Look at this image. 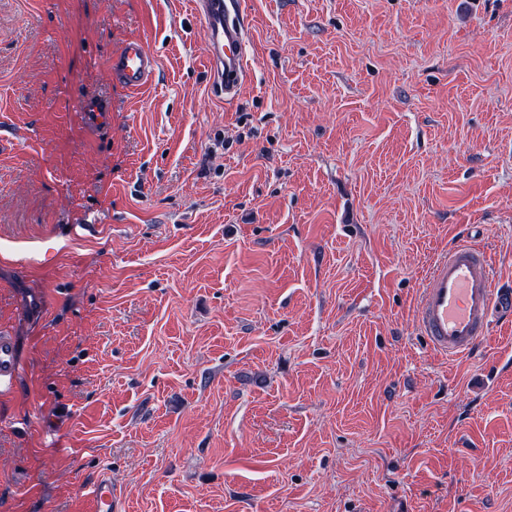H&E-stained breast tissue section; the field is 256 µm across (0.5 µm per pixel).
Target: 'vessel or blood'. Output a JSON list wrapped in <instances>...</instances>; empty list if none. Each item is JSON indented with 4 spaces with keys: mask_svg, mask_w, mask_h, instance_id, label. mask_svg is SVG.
<instances>
[{
    "mask_svg": "<svg viewBox=\"0 0 512 512\" xmlns=\"http://www.w3.org/2000/svg\"><path fill=\"white\" fill-rule=\"evenodd\" d=\"M195 10L204 23L208 70L225 99H233L248 77L244 0H195ZM155 65L147 43L135 38L113 57L112 73L125 87L138 89L149 82ZM498 307L512 309V294L497 292L485 249L461 238L432 265L414 321L435 354L457 359L486 339ZM19 364L14 338L0 335V387L13 384ZM92 494L96 512H115L117 495L108 477L96 480Z\"/></svg>",
    "mask_w": 512,
    "mask_h": 512,
    "instance_id": "b4317fda",
    "label": "vessel or blood"
}]
</instances>
